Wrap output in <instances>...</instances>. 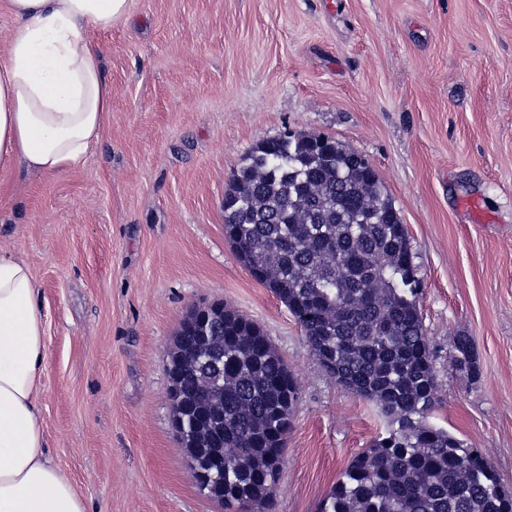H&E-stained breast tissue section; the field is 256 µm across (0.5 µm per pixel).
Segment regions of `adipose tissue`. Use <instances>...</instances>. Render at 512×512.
Instances as JSON below:
<instances>
[{"label": "adipose tissue", "instance_id": "ef3b65f1", "mask_svg": "<svg viewBox=\"0 0 512 512\" xmlns=\"http://www.w3.org/2000/svg\"><path fill=\"white\" fill-rule=\"evenodd\" d=\"M132 0H0L12 19L0 53V186L17 167L56 176L78 166L112 107L101 32L127 21ZM44 326L29 264L0 254V512H85L46 456L36 383Z\"/></svg>", "mask_w": 512, "mask_h": 512}]
</instances>
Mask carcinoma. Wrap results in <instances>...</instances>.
<instances>
[{"mask_svg":"<svg viewBox=\"0 0 512 512\" xmlns=\"http://www.w3.org/2000/svg\"><path fill=\"white\" fill-rule=\"evenodd\" d=\"M224 238L324 370L395 425L351 460L318 512H512L490 460L427 422L438 382L412 246L363 155L316 134L261 141L224 192ZM220 318L224 480L209 478L207 492L243 512L273 505L298 386L260 326L224 304ZM198 347L179 330L167 353L184 391L172 426L186 450L200 444L196 371L185 366ZM454 349L456 370L477 377L471 339L456 337Z\"/></svg>","mask_w":512,"mask_h":512,"instance_id":"cac0c4a2","label":"carcinoma"}]
</instances>
